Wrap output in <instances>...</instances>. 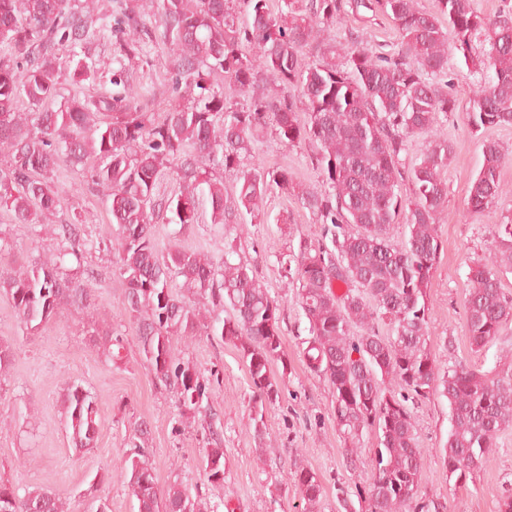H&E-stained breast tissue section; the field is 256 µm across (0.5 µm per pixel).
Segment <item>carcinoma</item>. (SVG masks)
Listing matches in <instances>:
<instances>
[{"label": "carcinoma", "mask_w": 512, "mask_h": 512, "mask_svg": "<svg viewBox=\"0 0 512 512\" xmlns=\"http://www.w3.org/2000/svg\"><path fill=\"white\" fill-rule=\"evenodd\" d=\"M241 21L228 0H142L127 8L117 32L156 19L154 38L175 57L176 86L187 98L155 115L138 110L135 93L113 73L109 96L60 97L50 49L57 41L79 44L93 23L94 0H0V43L14 53L0 60V209L19 224H43L54 215L63 187L50 182L62 165H78L93 155L87 181L110 201L116 236L109 241L115 270L125 285L122 311L133 320L140 352L160 387L176 394L187 410L209 400L213 383L180 357L175 342L206 332L233 344L245 359L256 407L279 398L271 366L288 367L282 349L280 308L249 268L224 250L215 261L193 248H159L152 217L169 213L168 223H199L207 202L214 224L264 215L274 187L297 192L317 213V243H299L298 254L279 263L299 283L296 303L307 323L303 350L311 372L332 386L336 425L348 451L362 433L377 434L367 512H430L419 497L421 450L416 448L411 406L434 391L448 400L451 428L443 448L448 478L461 481L477 471L512 427V367L490 377L461 363L440 368L428 348L427 290L442 250L438 215L448 198L442 170L452 144L443 132L457 111L448 92V36L465 64L481 75L465 113L474 129L512 126V14L486 16L473 0H436L425 11L417 0H281L272 13L267 0H243ZM378 10L391 21L397 47L384 53L357 35L341 58L306 66L304 49L323 27L348 11ZM487 47L473 54V43ZM223 77L239 107L215 89ZM26 98L36 107L23 112ZM305 106L298 111V104ZM286 147L310 142L322 176L319 188L295 183L286 167L266 170L250 161L260 134ZM424 136L426 151L412 165L402 163L410 138ZM482 168L469 189L467 211L480 214L504 194L500 168L505 155L494 143L483 147ZM237 176L233 202L224 198V173ZM176 175L179 194L159 197L161 180ZM409 183L412 193L402 192ZM404 217L403 240L391 241V225ZM81 215L75 213L50 233L38 257L0 273V293L12 302L28 329L54 319L64 306L90 309L91 290L64 265L81 263ZM495 250L470 267L464 299L471 345L480 350L512 321V297L502 288L512 271V220L494 225ZM201 296L190 308L170 282ZM228 315L221 316L222 312ZM388 327L389 335L380 333ZM92 342L112 361L122 339L94 330ZM69 442L76 451L96 447L100 416L95 396L68 382L61 394ZM140 444L120 467L119 476L136 500L137 512H211L180 483L157 485L153 462L139 430ZM205 449L202 465L209 482H224V449L218 438ZM291 482L304 512H319L322 482L299 467ZM0 512H68L49 489L20 496L0 483Z\"/></svg>", "instance_id": "cac0c4a2"}]
</instances>
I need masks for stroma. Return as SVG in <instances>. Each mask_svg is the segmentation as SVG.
<instances>
[{"label": "stroma", "instance_id": "obj_1", "mask_svg": "<svg viewBox=\"0 0 512 512\" xmlns=\"http://www.w3.org/2000/svg\"><path fill=\"white\" fill-rule=\"evenodd\" d=\"M130 0H98L95 22L86 42H60L51 57L59 74L62 96H100L111 93L112 74L122 52L109 29ZM359 32L381 50H392L397 34L380 12L364 11L325 27L321 38L305 51L306 61L332 57L345 46L349 33ZM141 54L127 72V81L143 111L162 113L177 94L172 88L174 58L159 41L141 39ZM86 59L88 80L73 84L75 63ZM478 74L456 50L448 52L449 91L458 110L448 118L447 135L454 145L443 176L448 183L447 204L439 217L444 249L429 288L428 347L439 367L457 363L494 371L512 365V322L482 350H475L466 327L463 300L469 286V267L494 248L492 227L512 219V127L473 130L464 114L470 106ZM496 143L507 161L500 178L509 189L497 204L480 216L466 212L472 179L483 164V146ZM264 168L291 169L299 182L320 186L322 178L311 163L313 144L283 146L265 134L255 146ZM54 185H69L53 221L65 223L72 214L83 220L86 244L84 265L90 282L94 318L111 326L124 339L121 359L107 363L88 341V322L72 308L30 330L17 318L9 299L0 293V342L11 345L15 361L0 379V481L17 492L43 487L59 495L70 512H84L87 499L106 501L109 512H136V501L116 470L136 440L137 425L149 430L147 451L160 487L185 486L191 495L216 505L218 512H302L298 492L288 480L297 466L314 470L322 479L321 512H338L337 488L352 494L356 512H365L360 497L371 481L377 448L373 431H365L354 454H347L334 418L333 390L322 377L310 373L303 356L307 323L296 303L298 285L279 264L296 252L301 241L316 240L319 218L292 193L272 189L265 216L247 228L211 222L209 205L200 208L198 223H169L165 212L153 216L160 247L178 244L203 248L221 256L232 247L238 258L268 288L280 306V329L287 366H274L280 375L279 400L266 406L261 433L248 423L254 412L246 366L233 344L217 336L201 335L183 349V357L203 374L218 373L219 383L208 404L182 411L173 393L155 385L150 367L139 350L135 326L121 309L124 286L115 272L112 251L99 247L109 225V204L85 180L81 166L64 165L52 176ZM81 383L97 397L100 430L97 446L79 453L71 448L64 429L60 395L64 381ZM34 409L36 418L26 416ZM415 437L422 450L419 495L438 512H500L504 489L512 488V429L503 432L480 470L466 481L449 479L442 451L451 427L448 401L430 393L413 408ZM217 432L224 448V483L212 485L201 457L209 432Z\"/></svg>", "mask_w": 512, "mask_h": 512}]
</instances>
